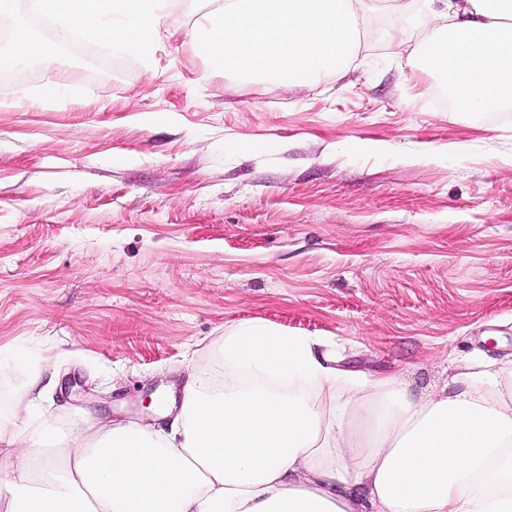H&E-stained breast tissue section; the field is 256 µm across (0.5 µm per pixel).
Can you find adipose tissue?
<instances>
[{"label": "adipose tissue", "mask_w": 512, "mask_h": 512, "mask_svg": "<svg viewBox=\"0 0 512 512\" xmlns=\"http://www.w3.org/2000/svg\"><path fill=\"white\" fill-rule=\"evenodd\" d=\"M174 0H35L57 26L16 34L13 55L52 64L73 33L152 58L178 32ZM414 22L425 65L456 111L512 105V0H221L193 24L213 67L308 83L342 70L358 16ZM225 360L246 377L214 390L193 369L168 432L106 416L18 448L0 427V512H512V366L448 356L443 389L400 372L339 367L325 340L244 323Z\"/></svg>", "instance_id": "1"}]
</instances>
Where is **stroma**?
Returning <instances> with one entry per match:
<instances>
[{
    "instance_id": "obj_1",
    "label": "stroma",
    "mask_w": 512,
    "mask_h": 512,
    "mask_svg": "<svg viewBox=\"0 0 512 512\" xmlns=\"http://www.w3.org/2000/svg\"><path fill=\"white\" fill-rule=\"evenodd\" d=\"M396 23L365 17L350 67L312 87L214 69L182 32L147 63L0 42V425L19 447L98 412L155 423L146 395L194 364L228 379L241 323L419 389L452 351L512 359V110L443 104ZM36 374L50 395L14 416Z\"/></svg>"
}]
</instances>
